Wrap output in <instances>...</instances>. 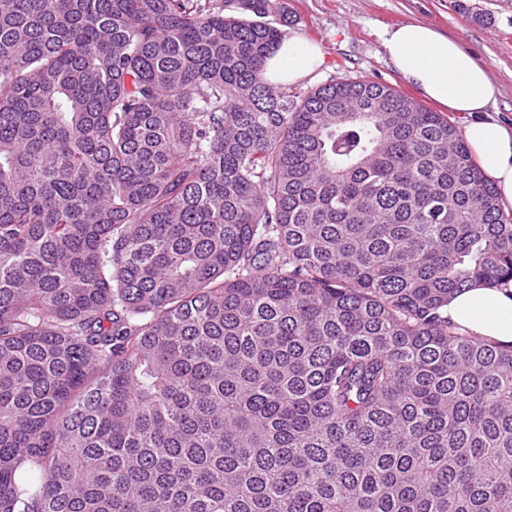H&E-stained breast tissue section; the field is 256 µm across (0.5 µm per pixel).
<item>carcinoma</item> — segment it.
Listing matches in <instances>:
<instances>
[{
    "mask_svg": "<svg viewBox=\"0 0 512 512\" xmlns=\"http://www.w3.org/2000/svg\"><path fill=\"white\" fill-rule=\"evenodd\" d=\"M287 24L0 0V512H512V348L444 315L512 216L451 118L266 84Z\"/></svg>",
    "mask_w": 512,
    "mask_h": 512,
    "instance_id": "obj_1",
    "label": "carcinoma"
}]
</instances>
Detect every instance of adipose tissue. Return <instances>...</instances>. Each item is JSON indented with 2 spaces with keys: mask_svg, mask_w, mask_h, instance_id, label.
<instances>
[{
  "mask_svg": "<svg viewBox=\"0 0 512 512\" xmlns=\"http://www.w3.org/2000/svg\"><path fill=\"white\" fill-rule=\"evenodd\" d=\"M383 46L401 78L429 100L464 119L461 135L478 168L498 190L503 210L512 209V120L493 112L499 87L461 43L438 30L407 22L384 33ZM319 48L291 36L268 57L267 84L297 83L323 64ZM450 323L480 341L512 346V280L471 283L448 300Z\"/></svg>",
  "mask_w": 512,
  "mask_h": 512,
  "instance_id": "1",
  "label": "adipose tissue"
}]
</instances>
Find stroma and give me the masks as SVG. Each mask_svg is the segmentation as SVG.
<instances>
[{
	"mask_svg": "<svg viewBox=\"0 0 512 512\" xmlns=\"http://www.w3.org/2000/svg\"><path fill=\"white\" fill-rule=\"evenodd\" d=\"M285 35L317 44L324 64L291 85L306 94L329 83L369 79L401 92L409 87L384 48L385 28L416 20L454 36L500 87L497 110L512 118V0H282Z\"/></svg>",
	"mask_w": 512,
	"mask_h": 512,
	"instance_id": "35a3bbf8",
	"label": "stroma"
}]
</instances>
